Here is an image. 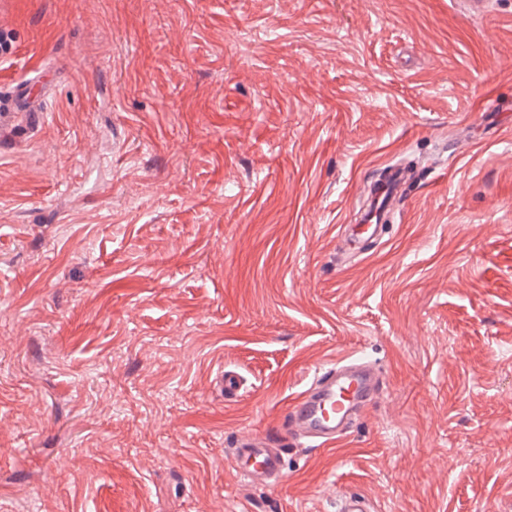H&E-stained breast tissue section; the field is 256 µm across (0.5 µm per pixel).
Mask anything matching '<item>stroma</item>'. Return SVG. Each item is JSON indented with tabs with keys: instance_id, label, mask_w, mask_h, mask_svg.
<instances>
[{
	"instance_id": "obj_1",
	"label": "stroma",
	"mask_w": 512,
	"mask_h": 512,
	"mask_svg": "<svg viewBox=\"0 0 512 512\" xmlns=\"http://www.w3.org/2000/svg\"><path fill=\"white\" fill-rule=\"evenodd\" d=\"M0 34L48 81L0 140V512H512V119L466 135L512 0H0ZM347 355L381 398L250 485L234 438ZM388 179L380 188L382 199L375 210L369 212L357 228L348 232L342 240V250L359 253L376 242L383 233L386 222L393 217L397 206L405 196L412 178L406 168L387 166ZM373 502L361 494H342L337 500L336 512H375Z\"/></svg>"
}]
</instances>
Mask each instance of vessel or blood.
Masks as SVG:
<instances>
[{"label":"vessel or blood","instance_id":"obj_1","mask_svg":"<svg viewBox=\"0 0 512 512\" xmlns=\"http://www.w3.org/2000/svg\"><path fill=\"white\" fill-rule=\"evenodd\" d=\"M40 83L13 84L0 89V133L21 122L22 103H35ZM411 176L406 168L392 166L382 186V199L361 225L342 240L344 251L358 253L376 242L403 199ZM383 378L369 362L353 356L338 359L318 371L313 381L294 400L276 433L238 436L230 457L250 482L273 485L285 474L283 445L295 441L306 447L334 448L348 427L368 412L383 390Z\"/></svg>","mask_w":512,"mask_h":512}]
</instances>
